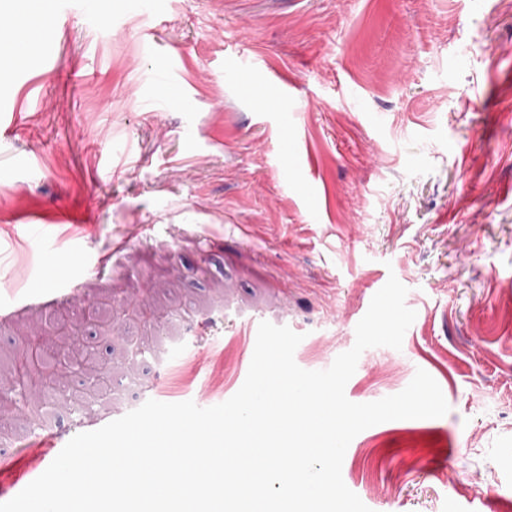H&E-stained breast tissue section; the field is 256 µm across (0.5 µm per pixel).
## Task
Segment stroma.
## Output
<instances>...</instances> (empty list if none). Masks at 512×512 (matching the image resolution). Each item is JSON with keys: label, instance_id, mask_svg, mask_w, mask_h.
<instances>
[{"label": "stroma", "instance_id": "obj_1", "mask_svg": "<svg viewBox=\"0 0 512 512\" xmlns=\"http://www.w3.org/2000/svg\"><path fill=\"white\" fill-rule=\"evenodd\" d=\"M85 2L0 83V360L55 348L64 317L112 379L90 397L65 375L51 408L0 418V494L47 469L49 439L228 400L260 322L327 369L393 275L416 318L345 394L422 369L450 410L359 433L344 483L371 512H512V0ZM102 301L154 318L106 331L86 317Z\"/></svg>", "mask_w": 512, "mask_h": 512}]
</instances>
